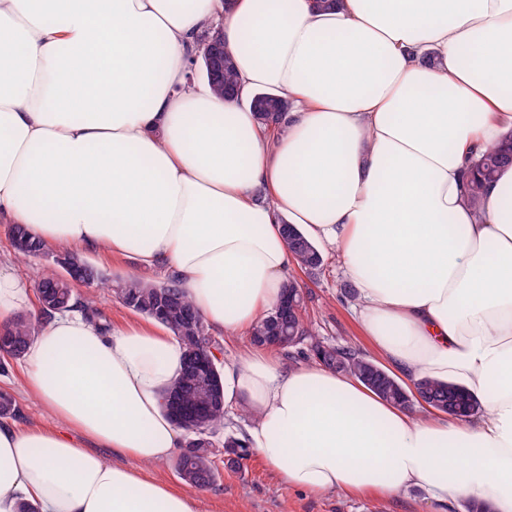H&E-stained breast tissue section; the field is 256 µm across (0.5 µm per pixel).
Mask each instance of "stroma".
<instances>
[{
    "instance_id": "obj_1",
    "label": "stroma",
    "mask_w": 512,
    "mask_h": 512,
    "mask_svg": "<svg viewBox=\"0 0 512 512\" xmlns=\"http://www.w3.org/2000/svg\"><path fill=\"white\" fill-rule=\"evenodd\" d=\"M57 245L49 246L47 254L17 261L9 239L8 225L0 223V264L17 275L36 279L38 272L55 269ZM82 258L97 267L108 280L107 289L97 291L96 307L108 323L121 325L141 321L142 316L116 300L110 288L135 277L147 283L162 281L157 270L142 269L132 259H112L103 252L85 249ZM324 264L315 276L300 275L307 291L306 312L314 332L332 344H350L366 357L378 354L352 311V301L342 297L340 286L346 282L337 251L324 250ZM11 392L19 405L16 425L26 426L42 419V408L24 389L21 361H11L7 371L0 372V391ZM202 495L208 512H466L463 502L441 504L429 501L423 488L412 487L398 496L385 498L376 494L347 495L342 493L316 496L282 486L257 454H249L239 471L221 470L216 486L204 489Z\"/></svg>"
}]
</instances>
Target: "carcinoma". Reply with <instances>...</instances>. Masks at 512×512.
<instances>
[{
  "label": "carcinoma",
  "mask_w": 512,
  "mask_h": 512,
  "mask_svg": "<svg viewBox=\"0 0 512 512\" xmlns=\"http://www.w3.org/2000/svg\"><path fill=\"white\" fill-rule=\"evenodd\" d=\"M212 88L220 97L231 95L236 89L234 60L229 51L224 52L223 81L212 84ZM290 110V101L275 93L259 92L254 95L253 111L264 126L274 129L281 127ZM508 166H512V130L488 145L475 161L466 190L467 203L475 209L480 208L483 204L485 185L493 181L498 173ZM283 233L300 269L310 274L316 273L324 262L321 250L288 224L284 225ZM10 236L22 242V245L15 246V251L22 258L34 257L38 252L47 249L46 244L32 240L20 224L11 226ZM114 293L126 308L148 318L153 317V312L158 306L166 304L169 320L165 321L164 325L180 340L184 349L199 346L200 332L186 320V316L195 312V309L178 288L175 279L144 283L139 279L130 278L114 289ZM36 294L43 313L48 316L56 311V301L60 299L70 302L81 300L93 318L104 327H109L107 320L92 308L93 297L79 298L73 284L63 281L55 271H47L40 275ZM34 331L35 326L25 315L17 316L7 327L9 343L5 354L14 360L21 358ZM290 336L299 337L301 345L309 343V352L319 364L357 379L378 397L396 406L411 408L420 397L428 406L455 416H474L482 410L481 403L474 394L451 381L444 382L424 376L414 383V389L411 390L381 364L365 357L354 347L324 343L313 333L311 323L305 317L302 301L296 302L293 308L285 312L280 313L276 309L270 312L253 329L250 340L255 344L281 351L288 348ZM216 370L217 374L213 381L195 391L187 389V386L192 384L193 377L190 373L184 372L169 391L179 393L188 406L199 405L211 392L224 387V362L216 363ZM17 412L15 397L9 392L1 391L0 418H13ZM225 415L224 406H213L209 409L204 429L186 430L187 439L184 447L190 449V454L181 452L176 457L177 472L185 482L200 488L211 487L216 483L218 473L214 467V437L224 428ZM222 447L224 468L231 471L240 468L241 461L249 454L241 438L232 433L224 435Z\"/></svg>",
  "instance_id": "carcinoma-1"
}]
</instances>
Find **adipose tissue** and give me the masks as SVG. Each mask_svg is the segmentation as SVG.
<instances>
[{
    "instance_id": "ef3b65f1",
    "label": "adipose tissue",
    "mask_w": 512,
    "mask_h": 512,
    "mask_svg": "<svg viewBox=\"0 0 512 512\" xmlns=\"http://www.w3.org/2000/svg\"><path fill=\"white\" fill-rule=\"evenodd\" d=\"M210 23L235 60L225 98L189 77ZM262 90L292 103L279 129L252 112ZM510 130L512 0H0V221L172 271L244 341L224 407L250 412L247 447L313 495L418 486L512 512V167L481 209L463 197L469 159ZM287 224L339 251L384 361L482 413L398 408L250 343L297 264ZM33 295L0 267V325L38 328L26 390L48 418L0 423V512H204L141 470L183 444L160 399L178 339L150 318H45Z\"/></svg>"
}]
</instances>
